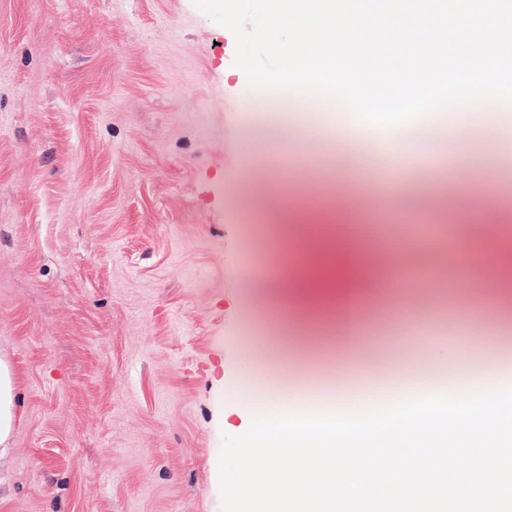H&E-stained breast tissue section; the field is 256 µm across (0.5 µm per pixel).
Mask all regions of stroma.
<instances>
[{"label":"stroma","mask_w":512,"mask_h":512,"mask_svg":"<svg viewBox=\"0 0 512 512\" xmlns=\"http://www.w3.org/2000/svg\"><path fill=\"white\" fill-rule=\"evenodd\" d=\"M235 51L192 0H0V354L20 401L0 512H221L222 435L242 424L226 380L252 373L286 398L309 377L336 385L337 305L294 306L296 229L260 211L275 192L382 194L353 237L395 273L437 274L348 280L363 371L400 376L432 349L469 371L489 369L486 347L512 356V301L484 286L512 261L486 262L472 209L512 193V114L448 113L397 168L352 169L319 112L261 142L281 115L238 106Z\"/></svg>","instance_id":"obj_1"}]
</instances>
